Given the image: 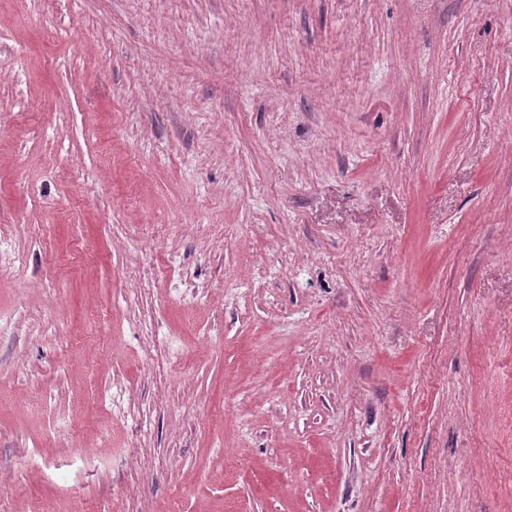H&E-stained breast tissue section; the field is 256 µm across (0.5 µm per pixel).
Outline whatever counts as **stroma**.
Wrapping results in <instances>:
<instances>
[{
  "instance_id": "stroma-1",
  "label": "stroma",
  "mask_w": 512,
  "mask_h": 512,
  "mask_svg": "<svg viewBox=\"0 0 512 512\" xmlns=\"http://www.w3.org/2000/svg\"><path fill=\"white\" fill-rule=\"evenodd\" d=\"M0 227V512H512V0H0Z\"/></svg>"
}]
</instances>
